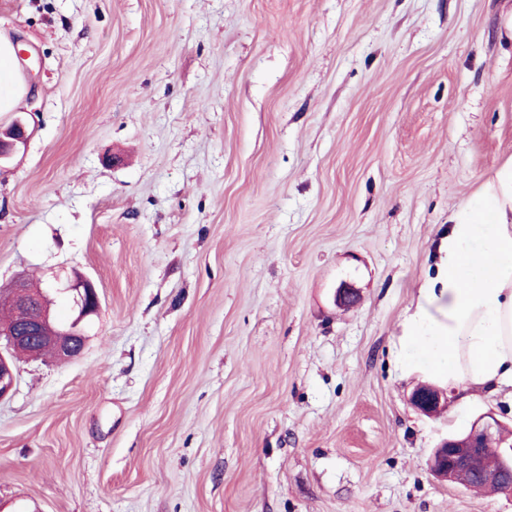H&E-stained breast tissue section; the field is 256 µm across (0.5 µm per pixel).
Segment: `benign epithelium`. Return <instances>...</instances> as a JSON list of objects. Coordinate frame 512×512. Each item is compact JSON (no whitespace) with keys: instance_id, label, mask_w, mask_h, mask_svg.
Returning a JSON list of instances; mask_svg holds the SVG:
<instances>
[{"instance_id":"obj_1","label":"benign epithelium","mask_w":512,"mask_h":512,"mask_svg":"<svg viewBox=\"0 0 512 512\" xmlns=\"http://www.w3.org/2000/svg\"><path fill=\"white\" fill-rule=\"evenodd\" d=\"M28 139L27 123L21 118L7 126L0 125V164L14 157ZM25 280L19 279L13 289L0 290V308L26 311L25 324L12 326L0 323V400L14 388L16 382L15 355L22 347L41 343L59 359H72L81 353L85 335L81 322L98 314L100 299L94 284L77 278L68 287L74 292L78 314L68 325H61L51 315L50 296L42 290L29 294ZM409 401L421 414L435 416L448 404V389L434 384H421L413 389ZM503 429L494 415L487 414L462 432L442 439L430 457V469L436 477L451 484L458 473L470 469L482 459L485 484L496 485L504 493H512V481H502L504 472L512 473V448L496 458L484 457L485 442Z\"/></svg>"}]
</instances>
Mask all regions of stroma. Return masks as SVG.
<instances>
[{"label":"stroma","mask_w":512,"mask_h":512,"mask_svg":"<svg viewBox=\"0 0 512 512\" xmlns=\"http://www.w3.org/2000/svg\"><path fill=\"white\" fill-rule=\"evenodd\" d=\"M512 0H0L31 54L0 288L100 298L0 400V512H512L438 480L512 396L408 397L401 321L512 157ZM355 288L349 307L341 284Z\"/></svg>","instance_id":"obj_1"}]
</instances>
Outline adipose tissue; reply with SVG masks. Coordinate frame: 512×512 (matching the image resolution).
I'll return each instance as SVG.
<instances>
[{
    "instance_id": "ef3b65f1",
    "label": "adipose tissue",
    "mask_w": 512,
    "mask_h": 512,
    "mask_svg": "<svg viewBox=\"0 0 512 512\" xmlns=\"http://www.w3.org/2000/svg\"><path fill=\"white\" fill-rule=\"evenodd\" d=\"M0 32V112L26 89ZM437 273L418 290L403 340L427 379L493 397L512 388V158L452 214Z\"/></svg>"
}]
</instances>
